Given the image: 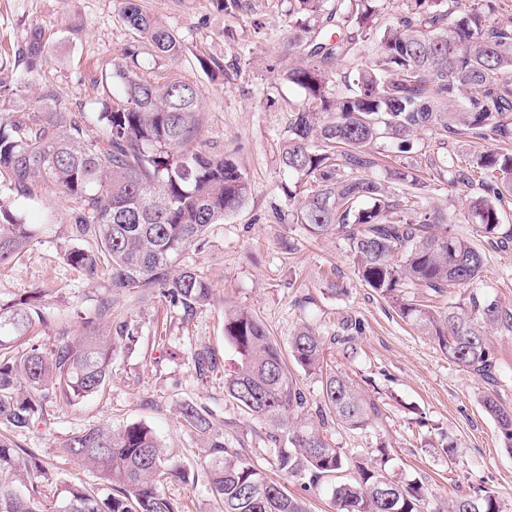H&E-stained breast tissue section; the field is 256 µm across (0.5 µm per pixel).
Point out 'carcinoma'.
Listing matches in <instances>:
<instances>
[{
	"mask_svg": "<svg viewBox=\"0 0 512 512\" xmlns=\"http://www.w3.org/2000/svg\"><path fill=\"white\" fill-rule=\"evenodd\" d=\"M120 17L140 35L121 50L133 67L112 72V92L98 112V128L81 113L54 101L49 92L26 108L0 112V264L19 256L45 232L28 224L22 204L38 186H52L77 204L73 230L92 248H73L65 261L85 276H105L107 293L75 336H60L48 352L19 348L32 323L43 318L42 291L0 302V427L14 432L44 420V399L54 391L66 402L101 390L112 373V340L97 321L115 298L147 293L187 316L212 296L208 277L182 268L183 250L203 240L212 224L237 210L250 186L237 164L197 146L203 93L177 76L139 75L144 54L174 59L177 36L149 14L140 0H117ZM288 0V16L303 26L288 53L300 64L286 72L304 92L283 138L280 161L288 178L284 192L297 200L292 223L313 237L338 234L346 241L361 283L387 301L418 332L437 341L448 360L485 384L483 406L512 451V410L494 396L497 362L490 330L512 331V309L471 298V310L440 312L426 296L443 295L480 278L484 256L467 237L448 229V217L414 192L413 165L393 168L387 186L374 170L373 145L386 140L391 153L411 158L417 133L440 127L448 138L512 139V24L492 18V0H402L404 8L380 22L378 0ZM336 26L331 31L330 26ZM47 51L35 30L20 48L24 70L0 69V108L12 106L36 85ZM352 59L329 88L325 68ZM448 186L477 188L464 221L492 246L512 248V225L502 221V203L512 198V153L492 150L448 155ZM308 185L297 198L296 189ZM416 288L421 294L407 295ZM224 343L235 354L224 369V395L264 425L273 464L282 480L267 476L242 450L213 429L209 413L181 405V421L205 440L208 489L224 512H310L307 501L284 481L317 486L332 479L335 512H423L427 492L413 481L391 479L363 454L336 446L330 427L363 430L377 414L352 380L325 363V337L310 324L297 327L288 352L265 324L239 307L224 309ZM321 378L316 418L301 422L307 399L286 357ZM221 365L217 351L194 353L199 375ZM65 448L95 468L109 493L66 484L54 501L41 499L50 480L44 462L0 434V512H182L158 490L159 476L185 478L168 458L154 430L131 423L117 430L95 426L71 437ZM353 481L337 475L344 469ZM437 512H503L491 492L457 496Z\"/></svg>",
	"mask_w": 512,
	"mask_h": 512,
	"instance_id": "cac0c4a2",
	"label": "carcinoma"
}]
</instances>
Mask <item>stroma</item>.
<instances>
[{
	"label": "stroma",
	"instance_id": "35a3bbf8",
	"mask_svg": "<svg viewBox=\"0 0 512 512\" xmlns=\"http://www.w3.org/2000/svg\"><path fill=\"white\" fill-rule=\"evenodd\" d=\"M144 6L182 46L178 60L146 59L145 71L184 77L202 88L199 144L233 160L251 190L241 208L211 225L202 243L181 254L182 266L203 271L211 281V303L188 317L148 295L120 297L103 325L130 322L137 339L129 346L114 345L112 374L103 390L71 405L48 401L45 423L14 433V441L33 451L55 476L54 484L44 488V500H52L63 484L98 483L96 472L65 453L71 435L102 424L118 428L140 422L155 430L189 475L185 482L163 479L161 494L184 505L185 512H224L207 490L202 439L178 416L186 402L208 410L226 441L271 472L261 424L225 397L223 371L199 376L192 360L197 349L210 346L224 364H231L234 353L223 337L224 309L236 305L256 315L283 345L304 323L330 338L341 335L347 318L359 320L361 334L351 349L332 345L330 364L361 385L379 414L366 429H337V446L371 457L386 451L390 475L423 483L430 507L485 489L498 496L503 512H512V452L482 405L480 380L450 362L437 343L361 284L343 239L310 237L291 221L281 190L280 144L304 94L285 78L293 62L288 40L296 34L288 23L286 0H227L221 9L212 0H144ZM36 29L47 45L42 84L62 105L95 117L112 89L114 58L135 38L116 0H0V68H16L19 47ZM483 147L501 151L505 145L492 139L452 142L445 132L421 131L414 164L431 206L450 213L472 194L463 185L449 188L437 171L439 159L451 150L466 154ZM75 209L52 187H39L27 205V221L50 220V229L0 266V301L43 289L45 320L33 324L29 334L47 350L58 336L80 331L82 316L107 287L106 279L87 278L63 259L77 245L71 231ZM453 230L483 251L484 272L472 285L449 289L437 306L466 309L475 295L512 309V250L490 248L470 224H454ZM334 283L344 287L343 295L331 291ZM449 448L454 458H447Z\"/></svg>",
	"mask_w": 512,
	"mask_h": 512
}]
</instances>
